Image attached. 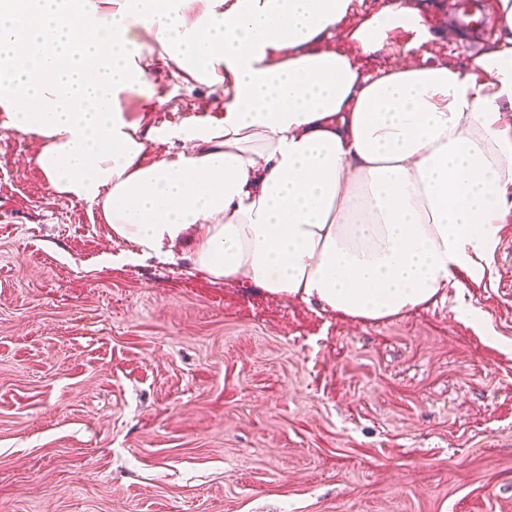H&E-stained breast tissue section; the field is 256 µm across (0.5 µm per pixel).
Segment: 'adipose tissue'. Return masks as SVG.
<instances>
[{"label":"adipose tissue","instance_id":"adipose-tissue-1","mask_svg":"<svg viewBox=\"0 0 512 512\" xmlns=\"http://www.w3.org/2000/svg\"><path fill=\"white\" fill-rule=\"evenodd\" d=\"M353 0H0V129L43 142L57 195L96 205L141 257L361 321L482 277L512 214V0L466 71H366L320 42ZM417 17L356 29L364 52ZM224 98L218 121L147 130L152 55ZM175 143L145 162L148 140Z\"/></svg>","mask_w":512,"mask_h":512}]
</instances>
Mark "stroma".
<instances>
[{
  "mask_svg": "<svg viewBox=\"0 0 512 512\" xmlns=\"http://www.w3.org/2000/svg\"><path fill=\"white\" fill-rule=\"evenodd\" d=\"M323 42L366 70L470 69L437 0H354ZM418 9L361 51L370 15ZM151 127L222 100L158 64ZM0 130V512H512V218L481 280L363 322L182 260H128ZM396 27L415 32V41L425 40L427 31L419 25L417 17L403 8H387L366 20L351 37L365 53L380 50L388 33Z\"/></svg>",
  "mask_w": 512,
  "mask_h": 512,
  "instance_id": "35a3bbf8",
  "label": "stroma"
}]
</instances>
